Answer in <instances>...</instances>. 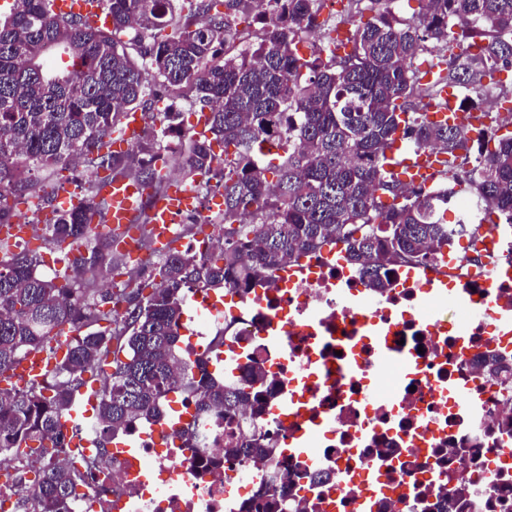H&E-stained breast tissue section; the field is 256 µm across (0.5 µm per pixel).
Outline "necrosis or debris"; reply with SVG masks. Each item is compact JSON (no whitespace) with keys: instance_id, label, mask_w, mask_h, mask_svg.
I'll return each instance as SVG.
<instances>
[{"instance_id":"4bbe7bcc","label":"necrosis or debris","mask_w":512,"mask_h":512,"mask_svg":"<svg viewBox=\"0 0 512 512\" xmlns=\"http://www.w3.org/2000/svg\"><path fill=\"white\" fill-rule=\"evenodd\" d=\"M512 240L480 239L463 254L445 248L428 263L394 267L381 295L359 268L322 251L298 271L280 268L226 299L192 293L179 329L191 361L224 357L226 385L249 389L267 373L262 411L174 407L126 434L135 455L103 449L82 406L70 462L92 470L70 512H435L439 485L473 478L467 512H512V328L493 316L512 312ZM464 294V316L432 315L431 297ZM392 341L393 394L370 399L384 374L375 335ZM507 358V374L487 377L483 356ZM466 399H459L458 391ZM197 424L203 441L184 447ZM262 436L276 448L272 467L240 466L234 448ZM495 477L486 495L477 476Z\"/></svg>"}]
</instances>
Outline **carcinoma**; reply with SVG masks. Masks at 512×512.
<instances>
[{
    "label": "carcinoma",
    "instance_id": "1",
    "mask_svg": "<svg viewBox=\"0 0 512 512\" xmlns=\"http://www.w3.org/2000/svg\"><path fill=\"white\" fill-rule=\"evenodd\" d=\"M51 2L14 0L0 14V225L29 214L45 225L49 250L78 246L70 273L48 279L40 255L0 239V375L63 327L76 332L40 383L0 388V456L52 448L18 512H68L81 471L65 458L60 418L103 363L112 372L96 423L106 439L159 415L173 390L200 411L261 404L267 378L258 369L250 392L202 368L193 374L178 345L187 291L249 288L283 262L341 242L381 295L391 266L473 241L480 225L446 218L458 193L512 224V78H502L512 72V0H418L409 17L398 15V0H348L340 21L321 26L323 0H267L258 17L253 0H103L110 28L59 18ZM342 24L353 27L347 51L338 48ZM317 28L324 51L306 57L303 43ZM432 45L437 71L427 82L417 60ZM446 86L494 97L505 116L477 129L432 121ZM179 98L204 118L203 132L185 130L173 105L158 108ZM137 110L158 117L134 133L136 150L111 151L109 140L125 135L121 119ZM397 136L447 156L437 186L407 184L390 170ZM176 155L188 184L202 176L203 186L223 187L224 234L203 256L164 254L150 267L151 292L122 291L134 311L118 315L112 291L82 283L105 265L121 271L110 235L91 227L109 210L98 180L79 184L69 208L57 191L84 165L107 179L133 176L158 195ZM120 338L123 360L112 350ZM236 452L252 464L275 456L258 440ZM437 493L439 506L461 512L469 485Z\"/></svg>",
    "mask_w": 512,
    "mask_h": 512
}]
</instances>
